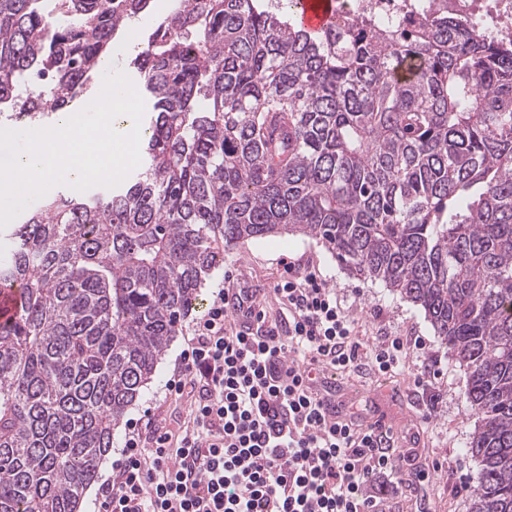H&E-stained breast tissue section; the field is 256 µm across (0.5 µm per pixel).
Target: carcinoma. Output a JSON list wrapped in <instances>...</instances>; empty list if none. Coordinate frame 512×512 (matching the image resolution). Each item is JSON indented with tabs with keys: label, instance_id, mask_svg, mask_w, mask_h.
Returning <instances> with one entry per match:
<instances>
[{
	"label": "carcinoma",
	"instance_id": "1",
	"mask_svg": "<svg viewBox=\"0 0 512 512\" xmlns=\"http://www.w3.org/2000/svg\"><path fill=\"white\" fill-rule=\"evenodd\" d=\"M150 0H0V117L91 85ZM141 163L8 229L0 512H79L204 277L302 234L421 307L467 375L470 512H512V44L451 16L319 32L296 0H172L133 61Z\"/></svg>",
	"mask_w": 512,
	"mask_h": 512
}]
</instances>
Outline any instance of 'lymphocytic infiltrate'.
Listing matches in <instances>:
<instances>
[{
  "mask_svg": "<svg viewBox=\"0 0 512 512\" xmlns=\"http://www.w3.org/2000/svg\"><path fill=\"white\" fill-rule=\"evenodd\" d=\"M279 318L231 276L193 326L168 383L196 389L179 434L130 424L102 512H391L412 483L389 428L327 423L321 374L388 375L425 354L420 337L361 342L326 276L284 263Z\"/></svg>",
  "mask_w": 512,
  "mask_h": 512,
  "instance_id": "obj_1",
  "label": "lymphocytic infiltrate"
}]
</instances>
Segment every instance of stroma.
Returning <instances> with one entry per match:
<instances>
[{"label": "stroma", "mask_w": 512, "mask_h": 512, "mask_svg": "<svg viewBox=\"0 0 512 512\" xmlns=\"http://www.w3.org/2000/svg\"><path fill=\"white\" fill-rule=\"evenodd\" d=\"M167 13V8L154 5L131 22L134 37L119 38L112 47L111 60L117 69L134 76L132 58L142 47L148 31ZM288 257L328 278L356 318L363 340L371 342L384 334L418 336L425 340L426 356L435 360L440 370V377L427 396L413 391V373L422 364L421 359L413 358L408 367L390 376L363 371L337 377L336 400L345 413L358 420L371 422L381 417L398 432H419L415 463L428 477L419 483L417 498L409 497L400 503L401 512H417L421 507L427 512H469L470 486L478 464L462 452L476 422L466 401L464 371L452 363L450 353L420 307L392 294L382 283L351 277L325 245L304 235L244 239L225 250L222 263L206 276L196 308L180 323L152 382L120 420L113 446L99 467V477L111 475L129 423L148 415L156 426L178 433L190 398L170 394L166 383L172 378L179 356L192 335L193 323L205 313L213 292L222 287L227 274H242L268 315L275 318L280 304L273 288L283 273L282 261Z\"/></svg>", "instance_id": "1"}]
</instances>
